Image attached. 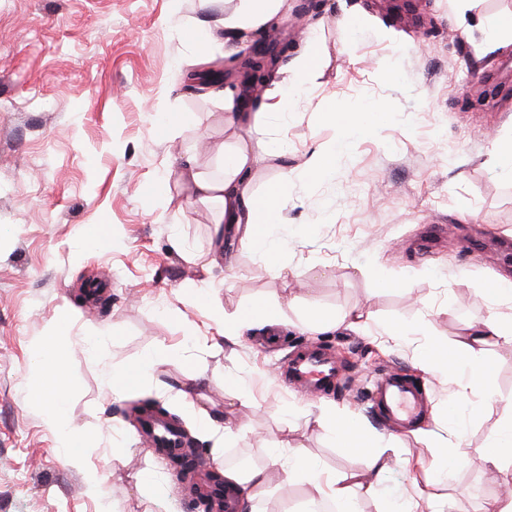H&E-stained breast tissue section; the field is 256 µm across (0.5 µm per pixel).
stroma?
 <instances>
[{
  "mask_svg": "<svg viewBox=\"0 0 512 512\" xmlns=\"http://www.w3.org/2000/svg\"><path fill=\"white\" fill-rule=\"evenodd\" d=\"M288 2L275 35L288 39L289 59L311 36L324 53L295 114L246 133L256 147L285 141L252 178L259 197L288 180L273 228L288 245L272 267L233 233L215 242L216 207L189 199L180 178L188 163L219 173L221 148L236 141L223 88L191 90L224 58L196 59L192 40L205 20L223 17V0L206 10L198 0H0V512H195L128 418L145 396L179 416L214 470L236 448L254 457L269 482L254 512H284L285 488L296 502L308 497L287 462L271 463L281 443L329 472L364 469L318 423L325 401L381 436L389 482L420 494L422 506L440 497L451 512H486L500 476L472 459L512 406V350L489 354L491 402L420 370L416 356L425 337L448 342L489 317L497 306L488 283L512 278V249L502 245L512 240V175L496 151L512 139V96L476 107L465 97L512 62V41L488 42L479 28L482 16H512V0H415L396 32L382 22L386 0H313L303 17L304 0ZM164 112L188 117L168 138L156 132ZM350 116L366 132L337 154L334 178H311L314 145L348 133ZM159 178L166 193L150 195ZM430 224L440 227L431 243ZM96 225L109 227L112 245L83 247V228ZM204 288L229 312L289 304L288 320L273 337L226 340L195 301ZM352 307L364 313L355 327L315 333L297 323L309 309ZM64 316L73 324L62 354L64 425L81 468L29 396L44 370L37 344ZM394 321L414 333L387 339ZM89 340L96 356L84 350ZM310 345L346 369L337 389L313 398L282 381L288 358ZM159 351L169 359L139 390L113 394V368ZM395 368L425 393L429 420L410 430L365 401ZM208 422L230 424L233 447L205 434ZM436 441L465 464L441 481L412 479Z\"/></svg>",
  "mask_w": 512,
  "mask_h": 512,
  "instance_id": "35a3bbf8",
  "label": "stroma"
}]
</instances>
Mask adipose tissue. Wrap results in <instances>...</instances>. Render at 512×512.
<instances>
[{"label": "adipose tissue", "mask_w": 512, "mask_h": 512, "mask_svg": "<svg viewBox=\"0 0 512 512\" xmlns=\"http://www.w3.org/2000/svg\"><path fill=\"white\" fill-rule=\"evenodd\" d=\"M288 9V0H237L233 10L224 15L225 51H234L248 33L266 29L283 17ZM320 61L319 42L309 40L304 53L290 69L285 70L279 89L268 96L264 104L266 115L287 119L289 112L303 100L306 78L319 67ZM261 160V154L241 137L223 156L224 173L221 178L210 177L191 166L184 168L182 178L191 197L217 206L216 237H223L225 230H232L271 260L286 245L284 239L273 236L271 227L279 223L281 208L288 200V182L280 180L269 186L264 198L255 197L252 172ZM212 314L216 321L223 323L225 338L235 341L253 323L271 325L283 321L287 309L281 303L259 304L230 316L216 307ZM69 333V325L60 323L54 335L45 339L40 358L54 365L55 370L32 391L33 401L51 405L49 422L57 429L62 426L66 399V381L57 370L59 346ZM492 345L512 348L511 311L497 312L483 322L468 325L448 344L427 340L417 362L428 372L457 376L466 386L479 387L484 396L491 399L496 392L489 376L486 353ZM319 420L339 447L363 453L366 468L362 472L327 481L312 459L299 451H291L288 455L289 468L297 479L313 487L312 502L334 504L337 512H354L353 493L358 490L364 495L383 499L387 505L386 512H420L419 502L407 496L405 490L387 486L388 462L375 432L333 405L321 406ZM477 457L503 475L488 512H512V412L502 417L489 443L478 449Z\"/></svg>", "instance_id": "1"}]
</instances>
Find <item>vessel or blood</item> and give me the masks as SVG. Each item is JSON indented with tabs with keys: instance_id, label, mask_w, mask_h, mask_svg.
Returning <instances> with one entry per match:
<instances>
[{
	"instance_id": "vessel-or-blood-1",
	"label": "vessel or blood",
	"mask_w": 512,
	"mask_h": 512,
	"mask_svg": "<svg viewBox=\"0 0 512 512\" xmlns=\"http://www.w3.org/2000/svg\"><path fill=\"white\" fill-rule=\"evenodd\" d=\"M340 371V365L323 348L314 345L290 358L287 380L313 397L330 388ZM367 397L373 409L401 427H414L426 418L421 385L405 371L394 369L377 378ZM142 439L166 458L173 459L181 453L182 441L177 429L161 419H147Z\"/></svg>"
}]
</instances>
